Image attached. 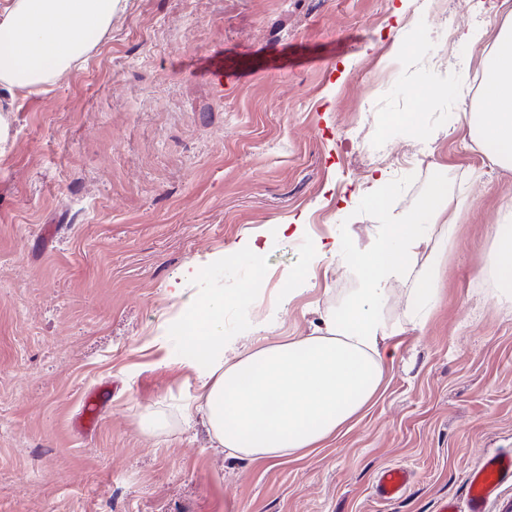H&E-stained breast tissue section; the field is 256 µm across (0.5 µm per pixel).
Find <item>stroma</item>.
I'll return each mask as SVG.
<instances>
[{
    "instance_id": "stroma-1",
    "label": "stroma",
    "mask_w": 512,
    "mask_h": 512,
    "mask_svg": "<svg viewBox=\"0 0 512 512\" xmlns=\"http://www.w3.org/2000/svg\"><path fill=\"white\" fill-rule=\"evenodd\" d=\"M397 3L121 0L84 68L0 112V512H437L486 450L512 449V296L485 269L512 171L459 115L493 44L455 40L512 21V0H410L402 30ZM437 185L456 215L438 292L420 310L406 272L384 282V384L348 433L273 466L185 422L171 313L225 297L241 350L309 335L362 287L373 235ZM254 232L258 263L238 249ZM394 464L413 483L380 499ZM102 410V397L95 393L87 395L83 401L81 414L75 423L76 429L82 432L91 430L98 423ZM412 482L411 472L400 465L382 468L375 479V493L382 499L393 500L401 497Z\"/></svg>"
}]
</instances>
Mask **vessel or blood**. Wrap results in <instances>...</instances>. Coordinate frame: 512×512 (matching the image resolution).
<instances>
[{
    "mask_svg": "<svg viewBox=\"0 0 512 512\" xmlns=\"http://www.w3.org/2000/svg\"><path fill=\"white\" fill-rule=\"evenodd\" d=\"M103 410L101 396L89 394L75 427L79 431L92 429L99 421ZM512 480V451L492 450L487 452L480 464L469 470L465 476L466 503L458 505L455 499H442L438 512H485L489 499L506 481ZM412 482L410 471L400 465L382 468L375 479L374 490L385 500L401 497Z\"/></svg>",
    "mask_w": 512,
    "mask_h": 512,
    "instance_id": "obj_1",
    "label": "vessel or blood"
}]
</instances>
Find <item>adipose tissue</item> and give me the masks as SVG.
<instances>
[{"label": "adipose tissue", "instance_id": "obj_1", "mask_svg": "<svg viewBox=\"0 0 512 512\" xmlns=\"http://www.w3.org/2000/svg\"><path fill=\"white\" fill-rule=\"evenodd\" d=\"M120 0H0V92H37L87 61L108 34ZM482 90L469 131L512 169V25L500 28L482 68ZM445 192L434 187L421 205L440 223L407 218L384 225L361 260L363 286L347 305L326 315L311 335L224 354L219 327L223 299L198 302L183 328L190 371L204 401L203 423L217 447L238 458L278 465L300 460L346 432L380 392L389 333L376 304L392 273L413 275L411 301L424 307L436 293L438 265L454 219L445 217ZM487 264L500 289L512 292V226L496 227Z\"/></svg>", "mask_w": 512, "mask_h": 512}]
</instances>
